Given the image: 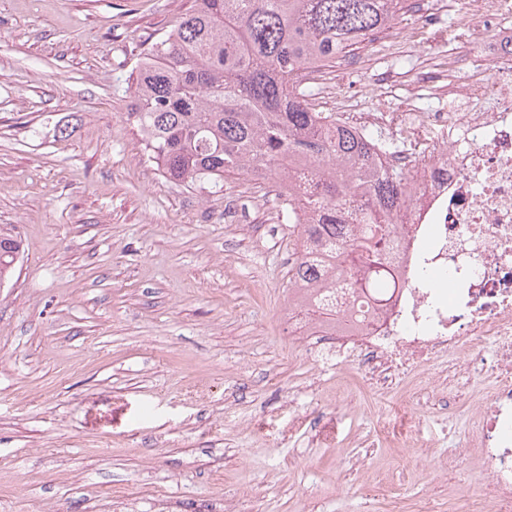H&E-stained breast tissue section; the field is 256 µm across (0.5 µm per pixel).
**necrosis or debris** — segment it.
Listing matches in <instances>:
<instances>
[{
    "mask_svg": "<svg viewBox=\"0 0 512 512\" xmlns=\"http://www.w3.org/2000/svg\"><path fill=\"white\" fill-rule=\"evenodd\" d=\"M456 8L485 25L469 40L489 32L499 44L491 62L470 59L456 109L350 116L361 130H413L386 158L408 178L378 267L389 287L298 286L282 317L294 340L352 367L380 394L432 362L447 366L439 394L447 403L459 386L489 378L471 441L490 474L481 512H512V30L496 26L512 0H456ZM316 300L326 311L319 319L308 315Z\"/></svg>",
    "mask_w": 512,
    "mask_h": 512,
    "instance_id": "obj_1",
    "label": "necrosis or debris"
}]
</instances>
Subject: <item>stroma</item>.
<instances>
[{"instance_id": "35a3bbf8", "label": "stroma", "mask_w": 512, "mask_h": 512, "mask_svg": "<svg viewBox=\"0 0 512 512\" xmlns=\"http://www.w3.org/2000/svg\"><path fill=\"white\" fill-rule=\"evenodd\" d=\"M426 2L304 83L315 109L448 111L430 82L467 83V27L453 0L421 27ZM191 4L0 0V226L23 241L0 288V512H456L489 481L474 455L448 478L487 381L450 408L417 400L440 365L379 395L315 359L278 320L281 178L200 191L148 160L119 88Z\"/></svg>"}]
</instances>
